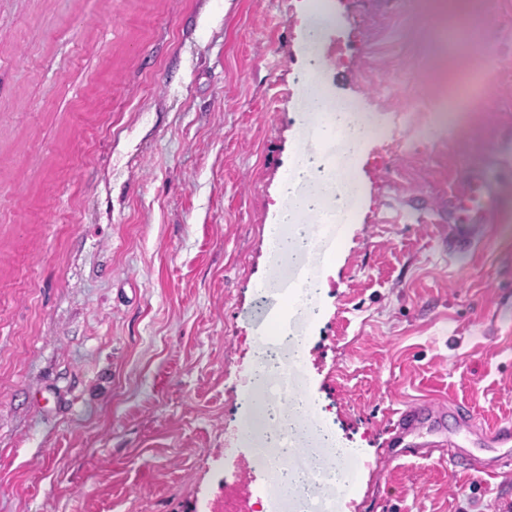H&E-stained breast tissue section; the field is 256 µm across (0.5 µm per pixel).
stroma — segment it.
Wrapping results in <instances>:
<instances>
[{"instance_id":"35a3bbf8","label":"stroma","mask_w":512,"mask_h":512,"mask_svg":"<svg viewBox=\"0 0 512 512\" xmlns=\"http://www.w3.org/2000/svg\"><path fill=\"white\" fill-rule=\"evenodd\" d=\"M0 0V512H213L269 491L243 436L249 320L305 121L307 79L372 120L336 156L355 203L300 366L352 484L336 512H503L512 465L448 417L462 469L388 463L391 413L443 401L512 422V0ZM448 96L447 129L394 103ZM397 100V101H398ZM497 191L473 251L442 243L448 195ZM496 468L487 476L484 465ZM329 20L319 24L317 21L310 24L306 30L307 46L309 52V58L312 63L313 71L320 69L324 66L325 61L321 55V45L326 36Z\"/></svg>"}]
</instances>
